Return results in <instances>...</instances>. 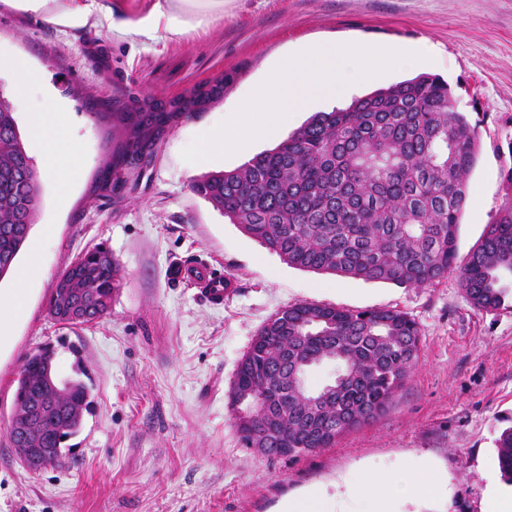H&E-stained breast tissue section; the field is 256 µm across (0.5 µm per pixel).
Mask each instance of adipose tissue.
<instances>
[{"mask_svg":"<svg viewBox=\"0 0 512 512\" xmlns=\"http://www.w3.org/2000/svg\"><path fill=\"white\" fill-rule=\"evenodd\" d=\"M12 9L30 11L53 27L109 28L149 39H173L209 27L224 15V0H155L137 21H118L110 6L101 0H0ZM20 73L15 89L19 104L31 116V131L45 176L66 190L71 169L80 153L64 132L62 102L43 91L41 74L19 56L1 55L0 70ZM443 474L429 468L422 459H408L385 471H363L337 485L335 497L314 490L291 500L288 512H402L440 490Z\"/></svg>","mask_w":512,"mask_h":512,"instance_id":"ef3b65f1","label":"adipose tissue"}]
</instances>
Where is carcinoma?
Segmentation results:
<instances>
[{"label":"carcinoma","mask_w":512,"mask_h":512,"mask_svg":"<svg viewBox=\"0 0 512 512\" xmlns=\"http://www.w3.org/2000/svg\"><path fill=\"white\" fill-rule=\"evenodd\" d=\"M223 92L221 78L204 97L192 91L146 112L121 113L127 137L96 195L138 180L166 129ZM476 150L475 129L458 111L448 82L420 74L344 110L316 113L275 148L235 169L207 173L192 190L292 268L404 288L454 273L471 308L488 312L512 308V200L486 226L480 246L459 257L458 226ZM38 192V172L9 102L0 97V278L28 239ZM57 280L63 287L52 292L49 314L72 326L105 317L123 288L103 244L78 255ZM75 293L86 297L81 321L60 314ZM420 346L419 324L397 309L300 303L276 312L236 369L231 402L247 392L269 401V414L235 421L241 443L269 458L282 448L297 457L332 447L386 413L412 377ZM52 360V350H37L16 379L15 414L32 413L26 437L8 429L19 452L64 448L90 407V388L72 379L57 400L58 422L42 413ZM325 363L335 366L333 379L316 389L303 385L307 372ZM497 459L512 476V428L497 440Z\"/></svg>","instance_id":"carcinoma-1"}]
</instances>
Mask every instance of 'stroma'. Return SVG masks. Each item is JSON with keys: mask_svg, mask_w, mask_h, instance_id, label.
Segmentation results:
<instances>
[{"mask_svg": "<svg viewBox=\"0 0 512 512\" xmlns=\"http://www.w3.org/2000/svg\"><path fill=\"white\" fill-rule=\"evenodd\" d=\"M366 47L426 43L427 71L446 80L477 135L458 253L481 243L512 192V0H226L224 16L178 40L92 36L0 6V52L26 58L65 102V131L81 163L67 199L40 179L32 237L50 232L28 312L0 353V512H284L289 499L362 468L390 469L426 456L447 471L446 493L419 512H484L498 477L496 439L512 426V309L474 312L456 275L400 288L289 267L231 223L192 183L275 147L191 163L182 150L232 117L281 56L315 41ZM224 78L222 96L166 131L146 176L114 197H95L125 138L116 110L140 108ZM106 243L124 286L111 312L68 328L48 303L58 273ZM204 262L238 281L214 305L197 285L171 279ZM310 302L343 309L395 308L422 333L406 387L376 421L335 447L268 459L238 439L229 394L239 360L276 311ZM49 346L64 377L82 376L92 409L59 465L31 473L8 440L16 378Z\"/></svg>", "mask_w": 512, "mask_h": 512, "instance_id": "obj_1", "label": "stroma"}]
</instances>
